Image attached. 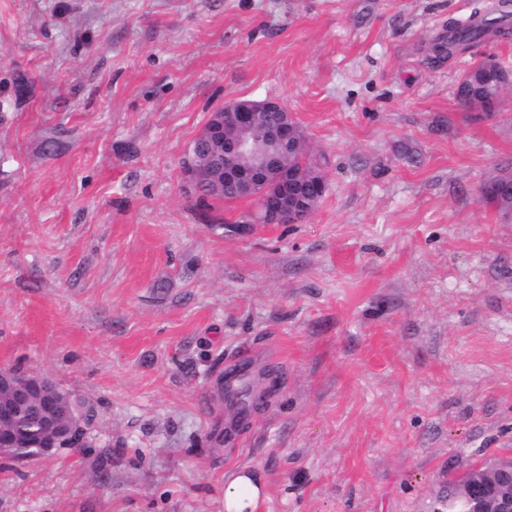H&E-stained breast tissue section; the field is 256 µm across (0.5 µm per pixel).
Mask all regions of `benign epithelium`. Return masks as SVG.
<instances>
[{
    "mask_svg": "<svg viewBox=\"0 0 512 512\" xmlns=\"http://www.w3.org/2000/svg\"><path fill=\"white\" fill-rule=\"evenodd\" d=\"M301 128L276 99H239L209 114L182 165L187 183L218 193L230 188L262 204L266 224L310 210L323 195L321 172L288 171L302 150ZM61 387L34 372L0 369V454L20 461L52 455L81 426L84 408L65 406ZM492 475L466 487V512H512V460L485 465Z\"/></svg>",
    "mask_w": 512,
    "mask_h": 512,
    "instance_id": "obj_1",
    "label": "benign epithelium"
}]
</instances>
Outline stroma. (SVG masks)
<instances>
[{
    "instance_id": "stroma-1",
    "label": "stroma",
    "mask_w": 512,
    "mask_h": 512,
    "mask_svg": "<svg viewBox=\"0 0 512 512\" xmlns=\"http://www.w3.org/2000/svg\"><path fill=\"white\" fill-rule=\"evenodd\" d=\"M473 0H0V368L95 409L0 458V512H431L512 455V83L429 59ZM281 101L327 192L299 224L200 206L181 160L224 102ZM508 79V71L494 57H488L462 74L457 85V98L470 110L489 112ZM481 202L492 206L500 214L512 213V168L504 166L486 177L480 188ZM266 496L263 480L247 468L224 477V512H256Z\"/></svg>"
}]
</instances>
